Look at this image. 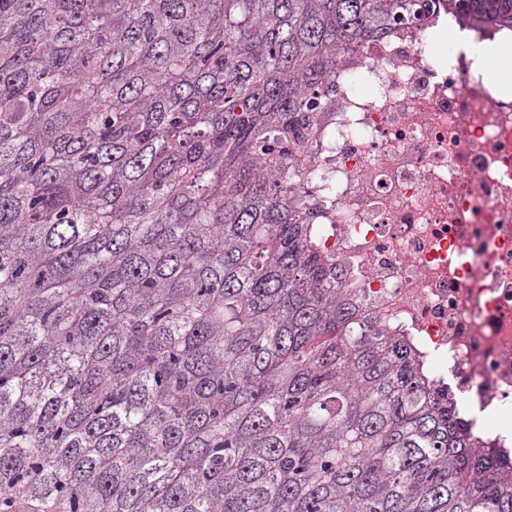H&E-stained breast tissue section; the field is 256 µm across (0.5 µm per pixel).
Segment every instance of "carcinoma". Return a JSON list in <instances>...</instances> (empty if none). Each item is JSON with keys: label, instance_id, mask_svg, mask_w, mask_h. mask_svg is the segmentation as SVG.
<instances>
[{"label": "carcinoma", "instance_id": "cac0c4a2", "mask_svg": "<svg viewBox=\"0 0 512 512\" xmlns=\"http://www.w3.org/2000/svg\"><path fill=\"white\" fill-rule=\"evenodd\" d=\"M512 0H0V512H512L319 247L347 55Z\"/></svg>", "mask_w": 512, "mask_h": 512}]
</instances>
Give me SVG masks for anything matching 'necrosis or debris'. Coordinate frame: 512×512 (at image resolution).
Segmentation results:
<instances>
[{"label":"necrosis or debris","instance_id":"4bbe7bcc","mask_svg":"<svg viewBox=\"0 0 512 512\" xmlns=\"http://www.w3.org/2000/svg\"><path fill=\"white\" fill-rule=\"evenodd\" d=\"M427 29L336 75V115L299 158L332 220L321 245L367 313L409 336L480 443L512 455V95Z\"/></svg>","mask_w":512,"mask_h":512}]
</instances>
